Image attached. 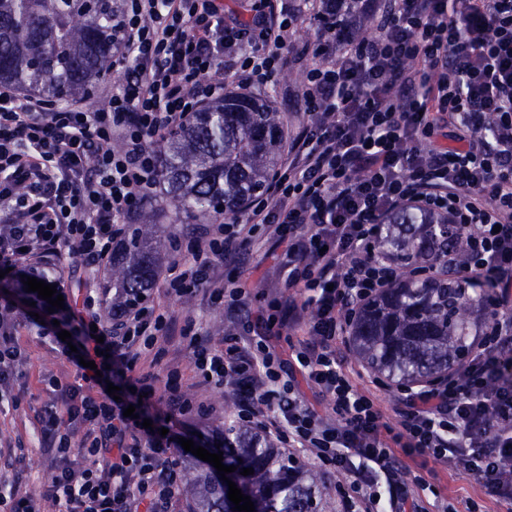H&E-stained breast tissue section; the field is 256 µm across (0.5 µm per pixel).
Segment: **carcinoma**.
<instances>
[{"instance_id": "cac0c4a2", "label": "carcinoma", "mask_w": 512, "mask_h": 512, "mask_svg": "<svg viewBox=\"0 0 512 512\" xmlns=\"http://www.w3.org/2000/svg\"><path fill=\"white\" fill-rule=\"evenodd\" d=\"M112 0L90 12L84 0H0V84L34 95L86 97L112 70L117 50ZM285 142L279 113L267 101L228 93L169 134L156 179L166 202L197 216H226L265 188ZM156 224L142 218L112 257V308L152 286L160 258ZM464 235L448 216L407 208L387 219L379 247L400 261L403 277L368 302L352 323L356 354L374 371L402 383L444 374L466 354L465 337L478 328L472 286L448 277L416 281L412 271L439 256L464 260ZM224 464L248 489L256 512H326L324 487L312 471L290 466L269 439L244 427L224 428ZM245 468L254 474H240ZM191 512H233L224 484L192 456L186 461Z\"/></svg>"}]
</instances>
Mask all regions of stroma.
I'll return each instance as SVG.
<instances>
[{
	"mask_svg": "<svg viewBox=\"0 0 512 512\" xmlns=\"http://www.w3.org/2000/svg\"><path fill=\"white\" fill-rule=\"evenodd\" d=\"M321 29L320 20L312 13H305L292 30V41L286 53V65L266 86L272 95L276 110H287L290 122H306L303 106L296 97L305 73L315 62L309 50L313 48ZM148 211L153 216L158 235L164 245L161 264H168L174 257L171 247L175 235H192L201 228V221L177 213L175 208L155 197ZM288 275L287 260L281 250L275 249L264 235H256L250 246L239 254L225 259L217 269L218 278L239 279L248 282L262 301H270L283 290ZM163 277H155L149 290L154 300L176 320L192 318L194 330L201 338L218 341L233 325L222 303L209 296L196 294L185 297H168L164 294ZM17 339L26 351V360L18 369L12 387L22 395L18 405L0 403V442H22L24 458L19 466L20 484L30 493H39L42 485L50 480L52 469L40 452L39 417L45 407L52 405L56 397L46 384L47 378L59 377L72 384L81 379L75 368L60 354L54 344L37 336L29 323L17 328ZM158 353H146L136 361L132 374H148L154 378V398L158 408H165L169 381H177L186 393L201 402L213 406L212 415L190 417L176 426V437L197 439L209 436L223 425L234 423L235 398L231 389L200 385L196 376L192 355L186 341L177 336L159 337ZM345 366L361 391L370 393L385 414H392L399 395V384L394 380H380L378 374L354 353L353 346L345 348ZM414 474L423 476L430 485L422 492L423 501L439 497L448 500L456 512H467L470 503H478L482 512H498L494 501L487 497L483 488L469 475L458 469H443L433 462L419 459L412 463Z\"/></svg>",
	"mask_w": 512,
	"mask_h": 512,
	"instance_id": "35a3bbf8",
	"label": "stroma"
}]
</instances>
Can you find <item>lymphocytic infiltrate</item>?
<instances>
[{"mask_svg":"<svg viewBox=\"0 0 512 512\" xmlns=\"http://www.w3.org/2000/svg\"><path fill=\"white\" fill-rule=\"evenodd\" d=\"M330 6L319 0L322 61L306 73L309 121L292 132L284 164L231 222L206 225L165 270L167 295H216L236 326L215 345L197 337L192 319L176 324L147 298L105 321L88 292L46 314L39 336L70 332L58 348L82 383L51 379L57 403L40 417L51 481L38 496L7 483L0 512H42L47 500L61 512H171L183 461L142 422L170 429L209 410L176 386L160 412L147 397L152 376L130 371L157 337L177 335L202 384L233 390L238 423L308 453L325 477L349 475L341 512H426V484L409 475L420 457L464 468L512 512V0H384L361 39ZM297 19L273 0L246 17L225 12L224 0H124L115 62L131 70L106 104L50 112L41 98L0 86V270L78 279L110 266L153 199L155 144L222 98L225 74L244 89L265 86ZM437 133L449 146L421 149L420 138ZM411 203L465 230L458 273L482 288L493 313L465 361L403 391L391 421L358 390L337 342L361 306L399 278L377 242L388 216ZM260 231L284 250L286 291L243 321L250 288L213 273ZM16 306L0 301V401L14 404L11 377L26 357L6 317ZM300 329L307 337L289 375L267 339ZM303 382L329 413L305 399ZM77 432L86 461L78 469ZM381 485L386 495L376 494Z\"/></svg>","mask_w":512,"mask_h":512,"instance_id":"obj_1","label":"lymphocytic infiltrate"}]
</instances>
